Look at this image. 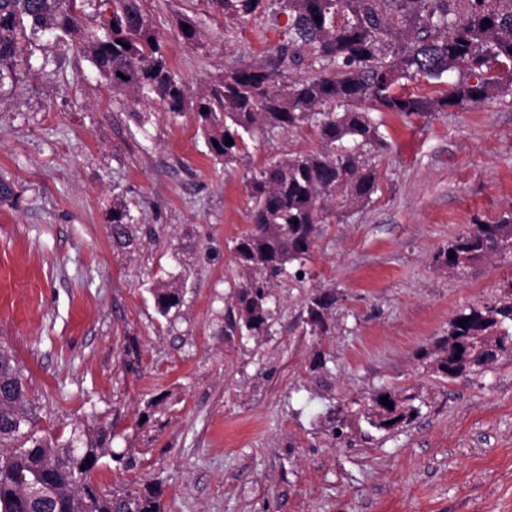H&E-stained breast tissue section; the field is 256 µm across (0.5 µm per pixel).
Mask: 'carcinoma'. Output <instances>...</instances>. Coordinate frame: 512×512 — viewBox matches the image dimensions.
<instances>
[{
	"label": "carcinoma",
	"instance_id": "1",
	"mask_svg": "<svg viewBox=\"0 0 512 512\" xmlns=\"http://www.w3.org/2000/svg\"><path fill=\"white\" fill-rule=\"evenodd\" d=\"M87 0H0V92L19 80L28 35L53 33L73 42L117 92L158 97L174 113L193 112L210 153L230 164L245 136L266 129L292 133L310 127L321 146L269 161L248 177L252 227L235 243L239 269L236 313L224 334L258 336L269 328L272 290L299 277L327 217V203L370 201L378 189L373 158L387 146L370 112L405 116L477 103L512 87V0H279L288 12V37L261 67L224 73L208 95H193L171 70L138 0H99L112 7V29L94 32L81 19ZM230 18L265 9V0H211ZM490 24H484V20ZM311 67L284 78L285 67ZM122 76H117V73ZM457 83L441 97L406 96L402 81L416 76ZM233 144H225V137ZM131 216L112 200V244L134 245ZM512 251V212L496 224H473L441 252L450 268L489 253ZM163 316L178 307L182 289H153ZM334 293L311 298L306 324L327 332ZM464 326H459V321ZM512 354V281L504 299L457 313L434 352V368L455 378ZM23 368L0 345V512H160L156 492L105 494L94 474L100 461L130 468V449L112 450V431L76 427L69 437L25 429L33 405ZM388 396L392 407L382 404ZM414 408L390 392L372 398L371 423L390 430Z\"/></svg>",
	"mask_w": 512,
	"mask_h": 512
}]
</instances>
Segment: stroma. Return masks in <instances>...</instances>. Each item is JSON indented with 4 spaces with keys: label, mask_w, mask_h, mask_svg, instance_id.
Segmentation results:
<instances>
[{
    "label": "stroma",
    "mask_w": 512,
    "mask_h": 512,
    "mask_svg": "<svg viewBox=\"0 0 512 512\" xmlns=\"http://www.w3.org/2000/svg\"><path fill=\"white\" fill-rule=\"evenodd\" d=\"M191 93L266 63L286 36L278 6L225 18L210 0H141ZM201 44L184 43L181 20ZM0 98V343L12 347L42 429L112 424L125 469L103 458L106 493L160 492L161 512H512V355L447 378L432 352L461 310L503 298L512 253L451 269L436 255L470 224L512 212V91L426 117L374 112L387 147L365 205L328 203L304 281L275 289L269 331L228 336L249 229L246 176L318 147L311 129L256 135L215 161L193 113L112 91L54 36L30 38ZM121 197L135 248L113 247ZM178 278L161 316L153 288ZM335 291L327 335L305 324ZM408 399L391 430L375 393ZM164 412L141 422L147 401ZM388 396V400L392 402V408L382 404L381 397ZM372 405L368 415L371 417V423L379 429L390 430L396 425L406 421L414 408L405 402L400 401L397 395L391 392H378L372 398ZM394 420V423L386 425L387 421Z\"/></svg>",
    "instance_id": "stroma-1"
}]
</instances>
